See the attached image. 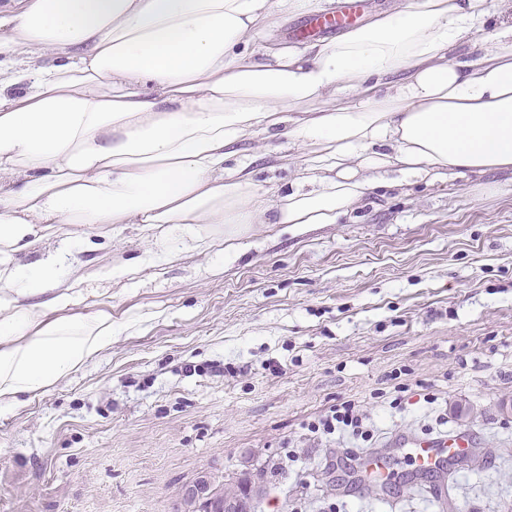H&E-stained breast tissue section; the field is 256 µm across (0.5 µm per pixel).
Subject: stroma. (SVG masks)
Here are the masks:
<instances>
[{
    "instance_id": "obj_1",
    "label": "stroma",
    "mask_w": 512,
    "mask_h": 512,
    "mask_svg": "<svg viewBox=\"0 0 512 512\" xmlns=\"http://www.w3.org/2000/svg\"><path fill=\"white\" fill-rule=\"evenodd\" d=\"M244 150L258 181L294 182L296 167L275 166L295 153L288 139ZM204 232L208 248L187 251L170 224H60L16 254L27 265L70 248L85 278L64 314L110 316L113 337L0 414V512H178L199 475L264 460L281 469L256 512H443L424 487L350 495L357 441L306 430L350 399L379 449L401 429L476 435L448 500L512 512L511 171H392L336 224ZM162 245L165 260L142 261ZM116 264L132 274L107 278Z\"/></svg>"
}]
</instances>
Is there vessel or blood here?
<instances>
[{"mask_svg":"<svg viewBox=\"0 0 512 512\" xmlns=\"http://www.w3.org/2000/svg\"><path fill=\"white\" fill-rule=\"evenodd\" d=\"M340 7L331 14H318L307 18L294 27L295 36L317 38L332 31L346 30L359 22L365 0H340ZM390 442L407 462L404 471L390 468L386 458L376 451L359 456L354 473L349 481L350 492L360 498L375 495L394 483L405 481L415 485H427L438 501L448 498L446 474L463 457L477 446L471 434H417L399 430L392 434Z\"/></svg>","mask_w":512,"mask_h":512,"instance_id":"1","label":"vessel or blood"}]
</instances>
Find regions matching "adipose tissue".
<instances>
[{
  "mask_svg": "<svg viewBox=\"0 0 512 512\" xmlns=\"http://www.w3.org/2000/svg\"><path fill=\"white\" fill-rule=\"evenodd\" d=\"M333 0H0V410L112 347L108 316H63L76 270L17 265L44 224H332L409 177L512 170V22L502 0H402L335 38L269 39ZM288 137V194L233 148ZM56 318H48L47 310Z\"/></svg>",
  "mask_w": 512,
  "mask_h": 512,
  "instance_id": "ef3b65f1",
  "label": "adipose tissue"
}]
</instances>
